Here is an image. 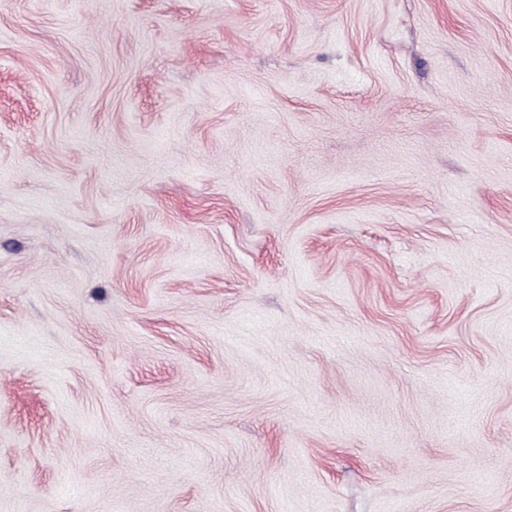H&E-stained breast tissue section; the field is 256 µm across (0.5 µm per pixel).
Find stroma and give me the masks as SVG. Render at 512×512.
Returning <instances> with one entry per match:
<instances>
[{
    "label": "stroma",
    "mask_w": 512,
    "mask_h": 512,
    "mask_svg": "<svg viewBox=\"0 0 512 512\" xmlns=\"http://www.w3.org/2000/svg\"><path fill=\"white\" fill-rule=\"evenodd\" d=\"M0 512H512V0H0Z\"/></svg>",
    "instance_id": "stroma-1"
}]
</instances>
